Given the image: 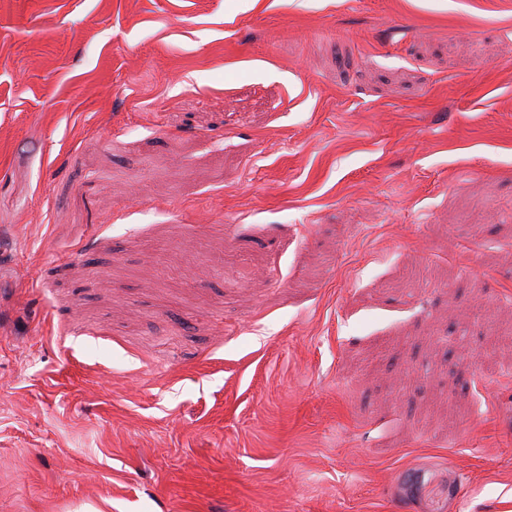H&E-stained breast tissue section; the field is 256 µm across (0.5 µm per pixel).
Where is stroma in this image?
Here are the masks:
<instances>
[{
    "label": "stroma",
    "instance_id": "stroma-1",
    "mask_svg": "<svg viewBox=\"0 0 512 512\" xmlns=\"http://www.w3.org/2000/svg\"><path fill=\"white\" fill-rule=\"evenodd\" d=\"M512 0H0V512H512Z\"/></svg>",
    "mask_w": 512,
    "mask_h": 512
}]
</instances>
